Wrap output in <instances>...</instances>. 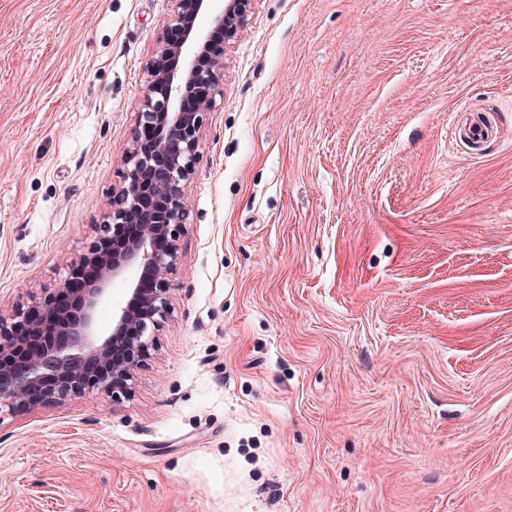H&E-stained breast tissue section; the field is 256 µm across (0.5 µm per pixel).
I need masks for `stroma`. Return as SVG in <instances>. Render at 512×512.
Here are the masks:
<instances>
[{
	"mask_svg": "<svg viewBox=\"0 0 512 512\" xmlns=\"http://www.w3.org/2000/svg\"><path fill=\"white\" fill-rule=\"evenodd\" d=\"M170 9L0 0V307L90 239ZM222 82L155 351L0 414V512H512V0H258Z\"/></svg>",
	"mask_w": 512,
	"mask_h": 512,
	"instance_id": "1",
	"label": "stroma"
}]
</instances>
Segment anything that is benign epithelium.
I'll return each instance as SVG.
<instances>
[{
  "instance_id": "benign-epithelium-1",
  "label": "benign epithelium",
  "mask_w": 512,
  "mask_h": 512,
  "mask_svg": "<svg viewBox=\"0 0 512 512\" xmlns=\"http://www.w3.org/2000/svg\"><path fill=\"white\" fill-rule=\"evenodd\" d=\"M171 0L164 32L143 66V91L131 141L107 207L92 235L56 284L39 288L0 311V413L30 403H59L88 390L114 397L130 392L134 375L151 355L171 315L170 291L179 264L178 241L189 223L186 189L199 159L200 134L210 109L224 98L226 49L249 25L258 0ZM224 30L216 42L210 32ZM198 97L193 112L185 100ZM143 129L153 131L146 147ZM112 238V250L99 242ZM95 269L80 287L71 276ZM152 275L145 286L143 273ZM129 277V298L104 329L96 318L114 280ZM73 295L71 306L60 299ZM44 336L27 349L23 337Z\"/></svg>"
}]
</instances>
